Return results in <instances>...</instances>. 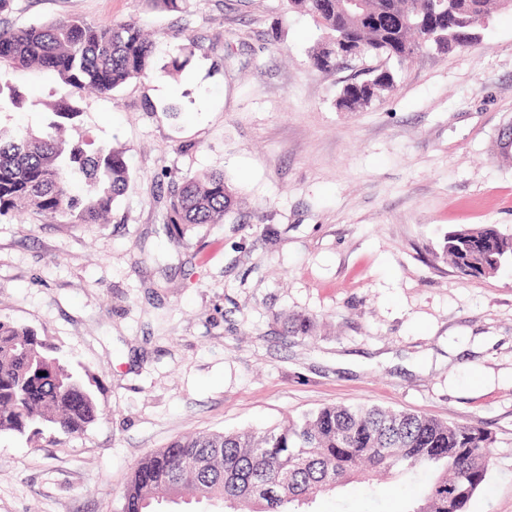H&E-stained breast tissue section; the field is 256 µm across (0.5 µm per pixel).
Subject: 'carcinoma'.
Listing matches in <instances>:
<instances>
[{
  "label": "carcinoma",
  "instance_id": "cac0c4a2",
  "mask_svg": "<svg viewBox=\"0 0 512 512\" xmlns=\"http://www.w3.org/2000/svg\"><path fill=\"white\" fill-rule=\"evenodd\" d=\"M287 10L309 16L333 39L357 29L359 43L401 63L423 48L420 26L445 18L448 54L479 44L480 20L491 17L493 0H367L370 12L390 11L411 22L390 31L357 26L336 13V0H286ZM154 63V44L133 18L95 24L74 17L26 28L0 26V112L26 102L6 79V68L38 65L69 88L53 106L46 129L0 128V215L33 210L68 214L75 224H98L126 194L132 169L124 151L71 135L81 116L75 97L91 89L110 95L144 77ZM318 71L336 69V56L319 44L311 55ZM397 87L392 70L366 73L341 89L336 107L359 111ZM82 190L73 189L76 178ZM239 215L235 189L222 172L187 177L169 191L167 223L178 244L189 228ZM445 255L463 280L498 275L512 263V235L477 225L448 231ZM312 321L287 318L286 331L308 336ZM100 408L91 384L38 333L0 319V433L21 437L53 430L85 432ZM492 438L480 427L456 425L407 411L369 405H330L298 420L262 430L223 431L177 438L132 467L119 512H161L170 495L190 487L201 499L221 501L231 512H300L342 485L351 474L388 472L425 480L409 512H467L486 482Z\"/></svg>",
  "mask_w": 512,
  "mask_h": 512
}]
</instances>
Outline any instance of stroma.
Here are the masks:
<instances>
[{"instance_id": "stroma-1", "label": "stroma", "mask_w": 512, "mask_h": 512, "mask_svg": "<svg viewBox=\"0 0 512 512\" xmlns=\"http://www.w3.org/2000/svg\"><path fill=\"white\" fill-rule=\"evenodd\" d=\"M135 19L156 66L84 94L74 136L126 150L133 178L105 223L0 216V318L33 328L99 384L80 436L0 434V512H117L133 464L174 439L264 428L334 404L475 425L492 438L468 512H512V269L458 277L448 230L512 234V11L474 48L418 52L360 112L335 105L368 59L310 66L319 34L282 0H10L0 22ZM189 55L180 73L171 58ZM29 98L0 126L42 128L68 93L13 72ZM177 106L179 117L166 114ZM224 171L242 222L173 244L168 190ZM313 319L311 335L284 319ZM378 476L312 512H406Z\"/></svg>"}]
</instances>
